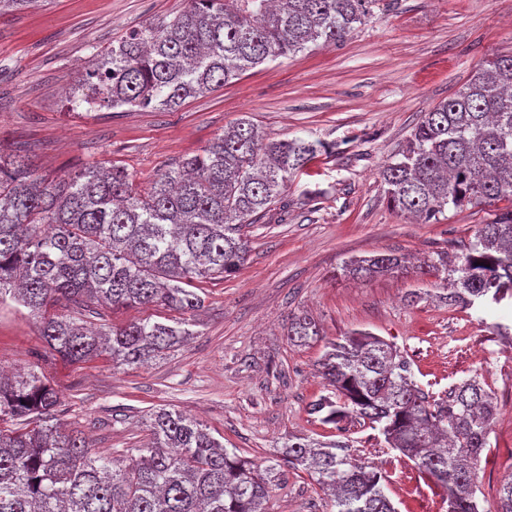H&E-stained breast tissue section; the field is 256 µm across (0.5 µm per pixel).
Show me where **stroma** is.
<instances>
[{"instance_id":"1","label":"stroma","mask_w":512,"mask_h":512,"mask_svg":"<svg viewBox=\"0 0 512 512\" xmlns=\"http://www.w3.org/2000/svg\"><path fill=\"white\" fill-rule=\"evenodd\" d=\"M187 0H36L0 15V152L28 150L36 174L57 179L91 163L123 166L150 189L165 169L249 118L279 139L335 144L288 186L248 230L252 251L234 274L206 283L194 336L142 368L109 357L73 364L51 351L26 308L0 303V366L35 369L57 390L58 417L93 447L119 458L149 439L148 410L196 418L225 448L272 461L292 435H330L309 412L330 389L317 372L324 339L367 330L411 361L425 392L442 397L479 376L498 414L478 472L479 499L496 512L512 475V300L451 309L409 305L408 292L433 288L411 274L365 281L344 272L354 257L395 253L431 258L458 252L493 207L452 209L420 224L387 202L379 171L404 147L421 114L452 96L483 61L512 52V0H388L344 42L268 62L176 111L73 107L72 91L94 54L131 29L172 18ZM307 311L323 340L291 345L289 314ZM48 314L112 328L160 320L154 307ZM354 458L378 466L397 512H448L442 490L388 447L370 424L343 434ZM271 512H332L311 476L289 471L270 493Z\"/></svg>"}]
</instances>
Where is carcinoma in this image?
<instances>
[{
  "instance_id": "carcinoma-1",
  "label": "carcinoma",
  "mask_w": 512,
  "mask_h": 512,
  "mask_svg": "<svg viewBox=\"0 0 512 512\" xmlns=\"http://www.w3.org/2000/svg\"><path fill=\"white\" fill-rule=\"evenodd\" d=\"M380 0H188L187 8L127 33L90 61L72 103L169 111L278 58L347 39ZM336 145L277 139L249 119L213 138L142 194L118 166L90 165L49 180L21 155L0 153V303L11 299L40 321V336L72 362L108 356L137 366L183 345L204 308L200 284L245 262L257 223L292 179ZM390 205L429 223L448 209L501 201L494 218L450 259L417 266L445 282L440 303L471 308L512 295V54L485 61L455 94L423 113L404 148L381 168ZM364 278L407 272L405 258L349 260ZM77 305H151L177 313L108 332L79 318L45 316L54 299ZM305 313L288 339H318ZM320 374L333 395L311 404L339 432L353 420L380 429L389 447L440 486L448 512H483L481 454L497 414L473 376L436 399L413 380L411 362L364 330L327 342ZM60 397L35 370L0 371V512H269L285 469H303L331 496L334 512H396L376 468L342 440L288 437L262 467L229 452L206 426L175 410L148 416L138 455L115 460L78 430L55 422ZM22 426L4 429L9 422ZM497 512H512V476Z\"/></svg>"
}]
</instances>
